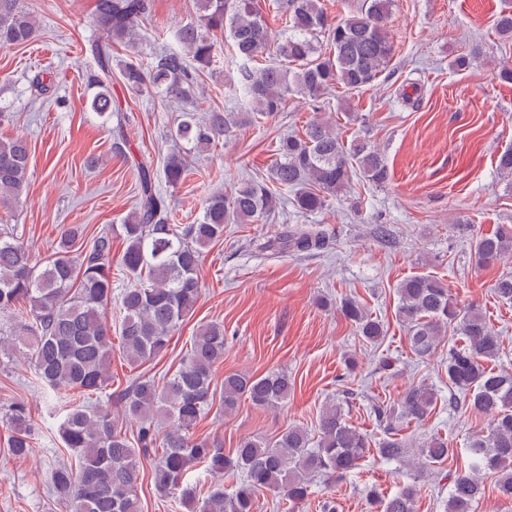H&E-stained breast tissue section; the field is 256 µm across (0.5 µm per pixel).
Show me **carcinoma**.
I'll list each match as a JSON object with an SVG mask.
<instances>
[{"label":"carcinoma","mask_w":512,"mask_h":512,"mask_svg":"<svg viewBox=\"0 0 512 512\" xmlns=\"http://www.w3.org/2000/svg\"><path fill=\"white\" fill-rule=\"evenodd\" d=\"M261 0H197L199 18L175 27L181 50H167L144 69L127 63L122 69L126 88L141 93L150 87L170 99L194 94L196 79L189 61L204 68L214 62L212 36L229 30L239 79L237 89L247 99L246 119L212 111L204 119L187 113L174 131L182 146L172 151L163 168L165 182L180 184L187 172L188 152H200L233 133L243 121L257 123L276 115L288 96L299 94L315 104L340 84L357 91L375 81L393 52L386 30L390 0H363L344 19L334 21L321 0H283L288 37L277 44L279 59L262 63L271 47ZM150 0H95L98 27L111 40L132 44L138 22L149 15ZM35 16L20 0H0V48L28 42L35 33ZM327 36L329 53L317 51L314 40ZM91 108L112 113V96L98 92ZM271 181L293 193V205L302 213L325 210L345 191L355 176L382 185L390 171L384 157L365 136L346 143L323 120L309 123L300 134L279 139ZM30 151L23 137L0 138V205L17 207L26 191ZM139 198L121 224L125 248L120 258L123 274L133 286L120 293L122 313L119 347L131 365L141 364L164 350L173 333L198 301L203 250L224 238L226 224H256L276 208V193L260 181L249 180L230 193L219 189L204 200L202 215L192 224L172 223L166 198L155 185L149 168L139 166ZM82 235L66 229L46 264H40L17 237L0 232V315L12 319L8 334L0 337V358L10 357L17 344L30 347V361L39 380L57 394L97 393L107 387L112 357V326L103 311L112 301V234L102 232L92 243L75 247ZM319 230L291 231L267 241L279 253L307 252L319 247ZM512 252V224H499L475 239L476 262L488 264ZM399 313L408 327L413 353L430 356L448 328L462 336L463 345L448 349V385L462 397L460 404L488 419L487 431L469 442L467 469L453 480L446 512H474L482 496L483 472L498 476L500 497L512 501V374L485 367L500 352L499 337L485 317L458 309L448 288L429 276L415 275L397 288ZM26 316L15 318L18 304ZM340 312L369 344L384 336L383 323L354 298L340 302ZM224 357V329L202 327L176 372L163 384L138 376L116 399L104 405L70 406L60 437L75 453V462L61 463L50 472L52 494L66 512H141L138 486L143 460H150L155 488L172 496L186 512H254L255 498L269 490L288 501L289 509L305 505L315 478L342 479L376 452L381 458L420 469L448 459V439L431 437L416 452L396 433L375 441L350 425L343 406L332 404L321 414L318 440L311 446L307 430L290 426L271 438L246 437L235 456L205 440L193 438L205 407L220 394L224 413L234 412L241 399L264 408L288 403L293 383L284 372L262 375H224L214 383V367ZM435 392L421 382L409 386L397 402L401 419L427 418ZM128 421L138 423L135 448L117 431L112 407ZM8 449L16 458L31 453V414L23 401L9 406ZM201 463L212 475L236 468L243 480L230 493L217 487L197 499L190 478ZM420 489L407 485L391 496L370 498L369 512H416Z\"/></svg>","instance_id":"carcinoma-1"}]
</instances>
